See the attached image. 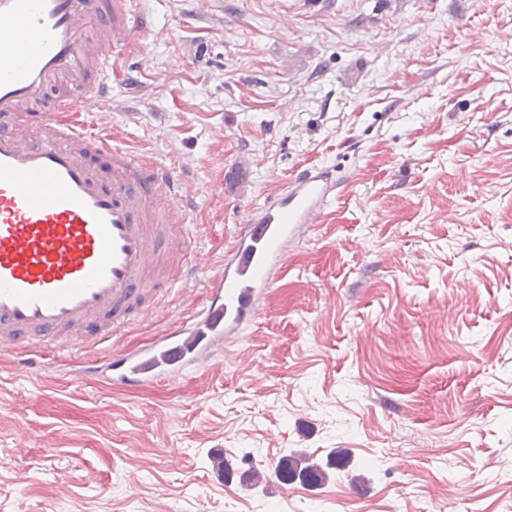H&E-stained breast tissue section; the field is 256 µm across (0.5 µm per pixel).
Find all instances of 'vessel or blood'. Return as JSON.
<instances>
[{"label":"vessel or blood","mask_w":512,"mask_h":512,"mask_svg":"<svg viewBox=\"0 0 512 512\" xmlns=\"http://www.w3.org/2000/svg\"><path fill=\"white\" fill-rule=\"evenodd\" d=\"M133 5L0 0V352L31 375L42 345L105 340L139 302L153 312L172 286L196 285L184 243L193 197L175 166L80 119L112 100L116 56L140 33ZM339 187L325 168L283 184L239 226L206 307L147 347L84 356L81 377L142 387L222 353L259 316L289 244L322 223Z\"/></svg>","instance_id":"obj_1"}]
</instances>
